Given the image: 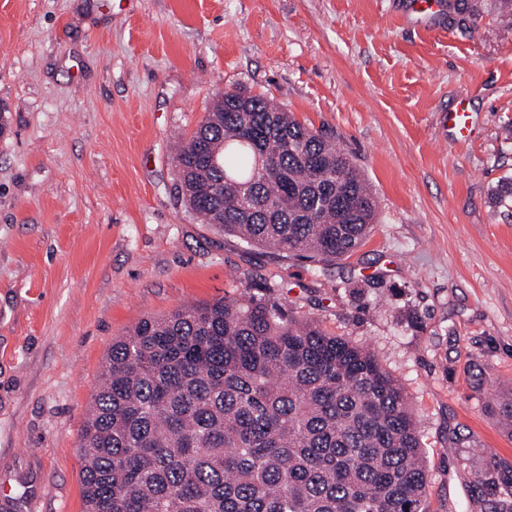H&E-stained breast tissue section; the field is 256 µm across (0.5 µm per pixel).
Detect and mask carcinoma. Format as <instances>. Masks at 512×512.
Returning <instances> with one entry per match:
<instances>
[{"mask_svg": "<svg viewBox=\"0 0 512 512\" xmlns=\"http://www.w3.org/2000/svg\"><path fill=\"white\" fill-rule=\"evenodd\" d=\"M174 155L205 224L315 262L348 257L377 203L344 148L261 96L222 94ZM84 512H426L402 386L364 346L245 292L112 342L80 434ZM475 484L512 512V467Z\"/></svg>", "mask_w": 512, "mask_h": 512, "instance_id": "obj_1", "label": "carcinoma"}]
</instances>
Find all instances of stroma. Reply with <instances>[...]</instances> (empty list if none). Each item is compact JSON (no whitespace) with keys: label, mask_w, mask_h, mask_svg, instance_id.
<instances>
[{"label":"stroma","mask_w":512,"mask_h":512,"mask_svg":"<svg viewBox=\"0 0 512 512\" xmlns=\"http://www.w3.org/2000/svg\"><path fill=\"white\" fill-rule=\"evenodd\" d=\"M260 95L348 150L377 200L314 266L202 223L173 146ZM470 94L455 144L442 115ZM0 512H83L80 432L113 340L243 292L369 347L427 451L428 512L512 465V13L497 0H0Z\"/></svg>","instance_id":"stroma-1"}]
</instances>
